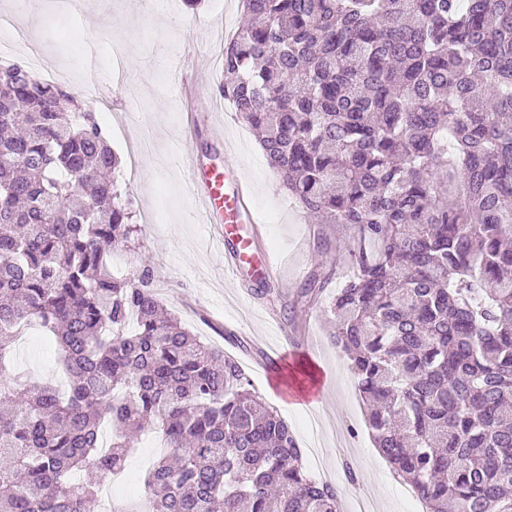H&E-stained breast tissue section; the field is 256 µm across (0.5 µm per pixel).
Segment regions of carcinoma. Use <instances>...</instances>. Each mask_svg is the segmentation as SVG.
Segmentation results:
<instances>
[{"mask_svg":"<svg viewBox=\"0 0 512 512\" xmlns=\"http://www.w3.org/2000/svg\"><path fill=\"white\" fill-rule=\"evenodd\" d=\"M243 2L217 92L305 212L357 229L328 335L374 447L426 512H512V0ZM119 166L93 112L0 67V375L37 325L69 379L0 382V512H87L75 472H118L147 429L167 451L138 512H340L151 269L108 270L136 232Z\"/></svg>","mask_w":512,"mask_h":512,"instance_id":"1","label":"carcinoma"}]
</instances>
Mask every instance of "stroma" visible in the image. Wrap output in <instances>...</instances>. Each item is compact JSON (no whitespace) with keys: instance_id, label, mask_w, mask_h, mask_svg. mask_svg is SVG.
<instances>
[{"instance_id":"stroma-1","label":"stroma","mask_w":512,"mask_h":512,"mask_svg":"<svg viewBox=\"0 0 512 512\" xmlns=\"http://www.w3.org/2000/svg\"><path fill=\"white\" fill-rule=\"evenodd\" d=\"M2 9L41 47V69L56 74L59 86L76 96L84 94L86 49L98 48L101 101L94 111L121 157L116 177L139 227L123 273L150 266L155 290L170 311L194 334L237 356L255 391L277 408L299 445L317 444L320 465L312 476L334 483L342 512H352L360 497L376 512H424L374 447L348 360L328 336L325 308L308 306L302 297L313 272L333 271L335 288L352 275L345 245L353 228L309 217L288 197L232 106H213L224 78L222 46L205 35L212 29L231 36L244 18L242 0H202L193 10L176 0L161 13L148 10L146 0H70L65 7L40 0L35 13L21 0H0ZM184 58L208 64L211 79L176 101L170 86L179 79L177 64ZM216 126L223 139L214 137ZM208 169L242 175L251 187L263 226L256 247L277 261L267 293H257L250 274L229 278L223 246L196 213L191 179ZM227 330L279 347L282 362L260 369L255 350L227 346ZM305 336L316 344V354L305 350ZM9 369L66 384L52 342L36 327L17 340ZM163 452L156 435L139 434L123 470L121 497L128 512H136L146 496L144 477Z\"/></svg>"}]
</instances>
